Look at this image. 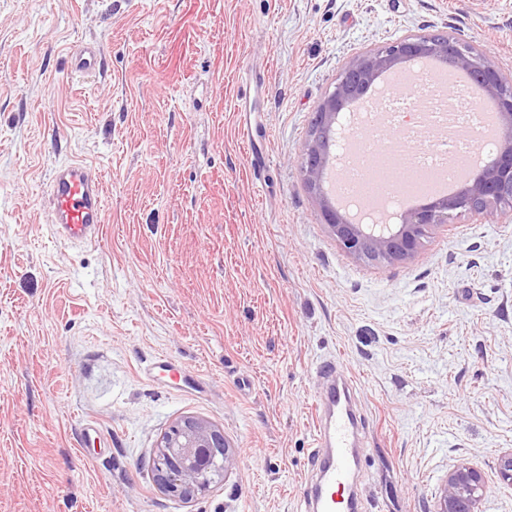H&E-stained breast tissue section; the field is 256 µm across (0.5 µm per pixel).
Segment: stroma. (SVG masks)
Segmentation results:
<instances>
[{"label":"stroma","instance_id":"stroma-1","mask_svg":"<svg viewBox=\"0 0 512 512\" xmlns=\"http://www.w3.org/2000/svg\"><path fill=\"white\" fill-rule=\"evenodd\" d=\"M427 33L512 77V0H0V512H300L331 358L365 418L363 512H432L461 463L493 488L485 512H512V222L462 213L369 263L299 169L343 67ZM86 42L103 64L78 78ZM72 160L101 171L83 246L48 209ZM158 356L206 391L149 380ZM189 416L240 457L183 500L153 456ZM102 54L97 44H83L69 53L71 72L82 76L92 74L100 70Z\"/></svg>","mask_w":512,"mask_h":512}]
</instances>
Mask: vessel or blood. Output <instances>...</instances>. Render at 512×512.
Returning <instances> with one entry per match:
<instances>
[{"label":"vessel or blood","instance_id":"vessel-or-blood-1","mask_svg":"<svg viewBox=\"0 0 512 512\" xmlns=\"http://www.w3.org/2000/svg\"><path fill=\"white\" fill-rule=\"evenodd\" d=\"M102 54L97 44H83L69 53L70 69L82 76L99 71ZM399 109L424 113L431 103L422 83H411L398 104ZM51 224L60 241L87 245L96 242L103 230L105 210L102 187L94 167L70 161L57 167L49 185ZM323 385L314 403V431L318 448L304 483L302 512H356L348 490L357 461L355 449L358 422L352 407V386L340 381L334 363L318 370Z\"/></svg>","mask_w":512,"mask_h":512}]
</instances>
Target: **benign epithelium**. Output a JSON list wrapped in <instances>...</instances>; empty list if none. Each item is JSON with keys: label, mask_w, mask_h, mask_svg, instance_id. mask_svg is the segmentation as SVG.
Wrapping results in <instances>:
<instances>
[{"label": "benign epithelium", "mask_w": 512, "mask_h": 512, "mask_svg": "<svg viewBox=\"0 0 512 512\" xmlns=\"http://www.w3.org/2000/svg\"><path fill=\"white\" fill-rule=\"evenodd\" d=\"M417 56L443 60L452 67L477 76L484 93L497 105L502 137L495 144L483 174L452 198H442L419 210L401 212L397 224H352L331 204L324 187L330 164L327 149L331 131L343 139L348 130L340 124L347 104L362 96L386 70ZM309 191L319 200L321 213L341 247L354 257L391 265L413 257L423 239L443 224L467 212L495 219L512 213V80L506 79L487 54L446 34H414L395 43L355 56L326 94L316 112L300 161ZM238 454L224 433L207 421L185 418L160 438L155 465L157 485L171 496L192 499L209 491L216 480L227 476ZM499 480L512 486V450L497 459ZM492 492L484 473L462 464L448 471L433 512H483Z\"/></svg>", "instance_id": "7a95c632"}]
</instances>
